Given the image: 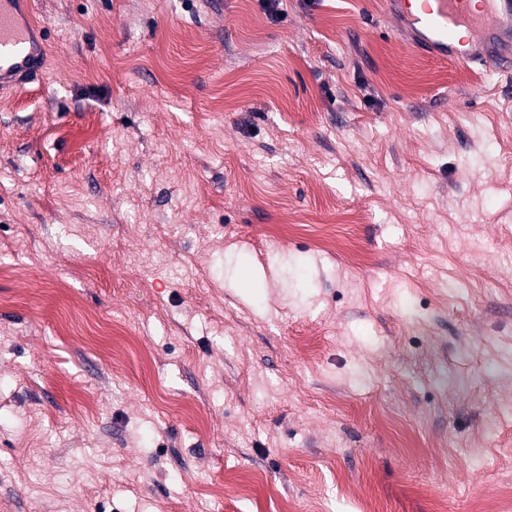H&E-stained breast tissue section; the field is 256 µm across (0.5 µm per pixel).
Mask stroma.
<instances>
[{"instance_id":"35a3bbf8","label":"stroma","mask_w":512,"mask_h":512,"mask_svg":"<svg viewBox=\"0 0 512 512\" xmlns=\"http://www.w3.org/2000/svg\"><path fill=\"white\" fill-rule=\"evenodd\" d=\"M31 8L0 512H512V77L385 0Z\"/></svg>"}]
</instances>
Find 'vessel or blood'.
Returning a JSON list of instances; mask_svg holds the SVG:
<instances>
[{
  "label": "vessel or blood",
  "instance_id": "1",
  "mask_svg": "<svg viewBox=\"0 0 512 512\" xmlns=\"http://www.w3.org/2000/svg\"><path fill=\"white\" fill-rule=\"evenodd\" d=\"M387 0L416 45L439 62L512 72V0ZM46 42L29 0H0V89L38 78Z\"/></svg>",
  "mask_w": 512,
  "mask_h": 512
}]
</instances>
